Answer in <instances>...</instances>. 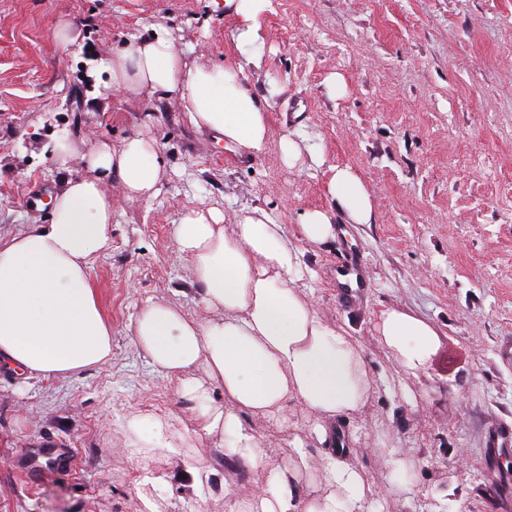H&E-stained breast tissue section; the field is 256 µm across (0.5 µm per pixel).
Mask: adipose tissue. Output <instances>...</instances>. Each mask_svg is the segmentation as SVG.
<instances>
[{
  "label": "adipose tissue",
  "mask_w": 512,
  "mask_h": 512,
  "mask_svg": "<svg viewBox=\"0 0 512 512\" xmlns=\"http://www.w3.org/2000/svg\"><path fill=\"white\" fill-rule=\"evenodd\" d=\"M101 69L116 89L179 93L189 123L225 145L258 151L266 142L265 105L244 66L187 67L159 32L129 43ZM89 166L91 176L66 180L51 223L0 238V363L31 375L64 378L111 356V333L90 281L112 224V202L97 175L116 174L129 192L145 193L159 178L161 158L153 142L132 137L120 151L97 149ZM329 192L355 223L371 222L370 197L351 170L334 169ZM223 220L217 208H197L175 228L214 318L200 325L151 305L137 320L134 346L168 375L204 363L237 404V411L207 417L209 428L223 429L230 454L268 471L246 512H377L360 472L331 452L323 459V491L298 501L281 466L241 421L240 411L266 415L293 399L312 412L325 443L337 418L360 410L374 386L352 337L323 322L300 296V254L280 225L249 216L229 235ZM376 330L408 377L423 371L440 343L430 323L398 308L382 310Z\"/></svg>",
  "instance_id": "ef3b65f1"
}]
</instances>
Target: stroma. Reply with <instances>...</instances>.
<instances>
[{
	"mask_svg": "<svg viewBox=\"0 0 512 512\" xmlns=\"http://www.w3.org/2000/svg\"><path fill=\"white\" fill-rule=\"evenodd\" d=\"M258 65L245 74L267 101L261 152L225 147L192 127L179 95L108 85L100 63L132 37L163 30L188 67L237 65L248 54L233 6L212 0H0V235L51 221L66 179L90 175L101 145L155 141L163 169L145 194L116 175L111 245L91 282L111 329L112 355L66 380L0 369V512H229L267 473L229 455L208 433L205 407L232 410L203 365L190 374L207 401L184 394L133 348L137 319L165 304L204 323L175 227L190 209L218 207L225 226L254 211L282 226L301 251L300 293L319 318L352 336L376 383L367 405L337 420L382 512H512V487L484 448L488 427L512 423V0H269L259 16ZM65 30L66 39L56 37ZM72 153L59 163L55 143ZM301 152L282 160L283 139ZM364 185L374 220L355 223L332 199L333 168ZM328 211L333 234L305 241L304 212ZM369 272L347 306L336 249ZM387 307L406 309L440 334L418 377L403 375L378 341ZM164 423L165 440L139 446L126 422ZM298 499L320 486L326 453L313 416L288 401L279 417L241 412ZM73 449L75 467L38 480L25 457L45 442ZM302 442L308 468L293 470ZM411 462L415 485L397 494L383 448Z\"/></svg>",
	"mask_w": 512,
	"mask_h": 512,
	"instance_id": "obj_1",
	"label": "stroma"
}]
</instances>
